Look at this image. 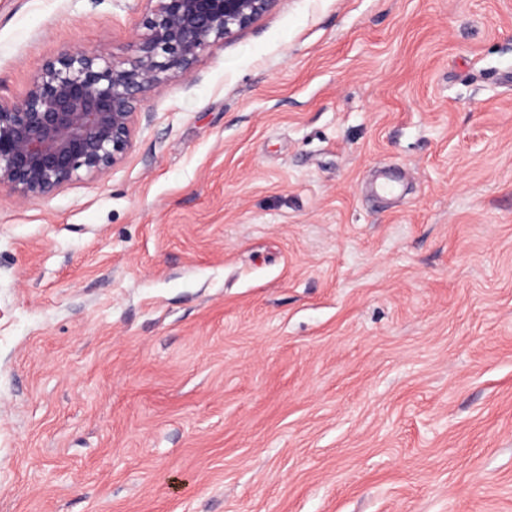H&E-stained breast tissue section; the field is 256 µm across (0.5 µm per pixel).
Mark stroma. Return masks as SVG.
<instances>
[{
	"mask_svg": "<svg viewBox=\"0 0 512 512\" xmlns=\"http://www.w3.org/2000/svg\"><path fill=\"white\" fill-rule=\"evenodd\" d=\"M148 8L0 0V98ZM131 107L0 187V512H512V0H275Z\"/></svg>",
	"mask_w": 512,
	"mask_h": 512,
	"instance_id": "35a3bbf8",
	"label": "stroma"
}]
</instances>
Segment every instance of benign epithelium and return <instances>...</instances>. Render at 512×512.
<instances>
[{"mask_svg":"<svg viewBox=\"0 0 512 512\" xmlns=\"http://www.w3.org/2000/svg\"><path fill=\"white\" fill-rule=\"evenodd\" d=\"M149 2L147 32L127 61L64 52L42 66L25 98L0 100V186L24 199L45 197L82 174L108 173L132 146V99L185 73L273 0Z\"/></svg>","mask_w":512,"mask_h":512,"instance_id":"7a95c632","label":"benign epithelium"}]
</instances>
